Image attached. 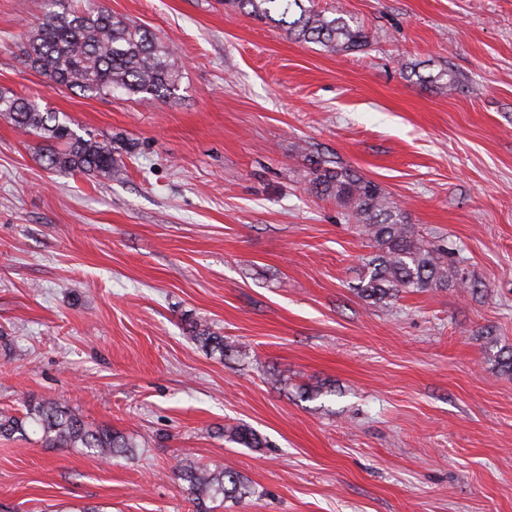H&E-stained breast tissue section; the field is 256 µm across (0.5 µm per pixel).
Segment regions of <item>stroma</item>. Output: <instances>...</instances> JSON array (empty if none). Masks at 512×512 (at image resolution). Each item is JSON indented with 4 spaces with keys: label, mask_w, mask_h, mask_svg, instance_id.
<instances>
[{
    "label": "stroma",
    "mask_w": 512,
    "mask_h": 512,
    "mask_svg": "<svg viewBox=\"0 0 512 512\" xmlns=\"http://www.w3.org/2000/svg\"><path fill=\"white\" fill-rule=\"evenodd\" d=\"M96 2L180 77L165 97L51 88L23 63L44 0H0V90L118 160L108 180L46 169L0 116V410L53 401L136 450L0 437V505L196 512L171 472L186 459L250 486L209 512H512V373L493 362L512 350V0H313L366 32L347 54L224 0ZM317 157L453 248L467 288L360 298L370 241L310 192ZM239 423L266 447L225 442ZM413 76H416L417 81L420 83L440 85L441 88H448V91L455 90L459 83L456 74L449 71L448 68H441L436 73L429 72L427 75H423L419 71H416V68L410 67L408 77Z\"/></svg>",
    "instance_id": "35a3bbf8"
}]
</instances>
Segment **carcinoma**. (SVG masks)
Wrapping results in <instances>:
<instances>
[{
    "mask_svg": "<svg viewBox=\"0 0 512 512\" xmlns=\"http://www.w3.org/2000/svg\"><path fill=\"white\" fill-rule=\"evenodd\" d=\"M224 5L274 23L296 41L319 44L332 52H349L367 43L364 30L351 25L339 9L318 11L305 0H224ZM23 63L45 76L52 88L91 96H110L116 90L129 95L171 94L179 76L173 49L155 35L101 7L75 11L68 0H45V13L26 35ZM409 76L450 91L459 83L446 68L426 75L412 68ZM0 114L8 115L21 132L57 144L44 155L47 167L112 177L118 161L111 144L77 134L34 100L0 91ZM310 173L311 193L347 210L373 244L367 272L357 287L361 298L386 304L404 292L446 288L454 282L466 287L465 280H456L459 260L416 235L379 184L323 158L312 161ZM196 338L225 356L240 352L206 328L198 329ZM30 431L40 435L47 448H83L103 459L131 455L136 448L126 435L108 426H92L77 410L52 401H31L22 416L0 412V437L25 438ZM223 433L227 441L245 448L263 446L262 437L244 424L229 426ZM173 474L186 483L199 512H206L201 505L217 494L236 499L249 493L244 477L228 468L211 469L181 460Z\"/></svg>",
    "mask_w": 512,
    "mask_h": 512,
    "instance_id": "cac0c4a2",
    "label": "carcinoma"
}]
</instances>
